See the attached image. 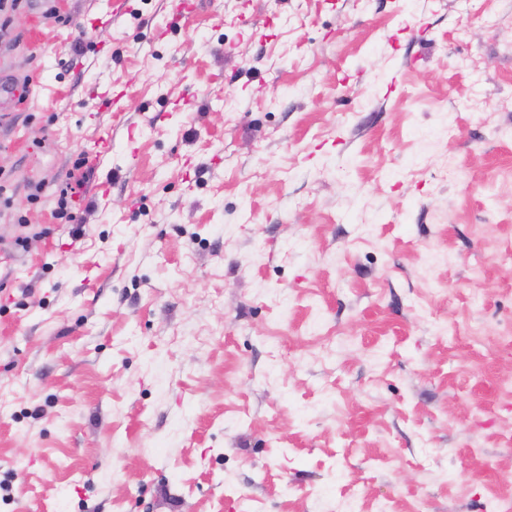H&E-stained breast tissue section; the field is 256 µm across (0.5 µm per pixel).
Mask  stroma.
Instances as JSON below:
<instances>
[{
	"mask_svg": "<svg viewBox=\"0 0 512 512\" xmlns=\"http://www.w3.org/2000/svg\"><path fill=\"white\" fill-rule=\"evenodd\" d=\"M195 2L0 30V512L512 502V0Z\"/></svg>",
	"mask_w": 512,
	"mask_h": 512,
	"instance_id": "35a3bbf8",
	"label": "stroma"
}]
</instances>
